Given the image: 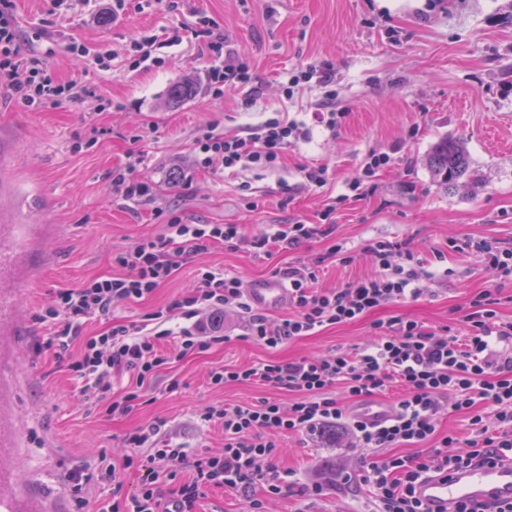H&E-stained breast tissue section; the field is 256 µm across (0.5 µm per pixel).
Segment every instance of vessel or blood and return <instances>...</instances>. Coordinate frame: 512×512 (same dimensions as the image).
<instances>
[{
	"label": "vessel or blood",
	"mask_w": 512,
	"mask_h": 512,
	"mask_svg": "<svg viewBox=\"0 0 512 512\" xmlns=\"http://www.w3.org/2000/svg\"><path fill=\"white\" fill-rule=\"evenodd\" d=\"M17 221L14 216L0 214V279L15 274L24 267V252L15 245ZM251 303L264 310H277L288 303V290L277 278L251 282L247 288ZM393 407L382 401L363 403L357 416L371 423L391 417ZM416 495L428 512H454L459 503L492 512L493 508L512 502V458L489 464L480 461L423 479L416 486Z\"/></svg>",
	"instance_id": "b4317fda"
}]
</instances>
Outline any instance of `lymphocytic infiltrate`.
<instances>
[{
    "mask_svg": "<svg viewBox=\"0 0 512 512\" xmlns=\"http://www.w3.org/2000/svg\"><path fill=\"white\" fill-rule=\"evenodd\" d=\"M11 0H0V84L8 86L29 107L41 108L78 98L76 82L61 83L47 73L41 54L21 53V33L11 12ZM196 36L202 37L213 60L208 80L216 95L228 84L245 85L252 75L247 64H224V36L214 32L208 18H198ZM305 123L272 118L257 132L223 135L201 130L194 142V163L204 169L276 168L288 145L307 139ZM140 158L129 155L126 165L112 172V184L129 206L151 203L153 189L138 181L133 171ZM167 219V218H166ZM334 224H274L262 234L245 237L237 224H186L167 219L163 235L142 240L118 254V275L98 276L75 288L57 291L43 314L56 329L45 346L67 352L81 341L70 371L82 381L81 401L88 406L110 401L112 412L128 413L140 399L139 387L158 368L170 364L165 340L169 323L179 315L187 320L178 345L181 354L208 350L223 343L209 315L231 307L248 314L245 337L275 351L316 329L358 320L368 312L402 299H417L429 292L435 272L426 270L408 242L375 238L366 245L378 266L375 275L336 288H315L317 275L304 264L276 269L288 289V317L269 321L254 313L242 280L220 269L199 272L192 294L173 299L164 308L146 314L141 324L111 326L106 332L81 338L82 323L90 316L110 315L115 305L149 297L170 281L182 266L187 250L206 251L247 242L254 254L272 255L311 240H328L326 256L348 265L351 249L333 241ZM500 291L487 288L472 296L458 323L432 328L421 322L392 316L372 323L370 339L353 349L336 348L322 357L271 359L251 366H224L211 374L213 386L231 382L260 385L291 393L289 404L263 397L236 405L220 402L203 407L201 424L224 433L219 454H191L174 442L166 420L129 433L130 450L123 465L100 455L94 467L72 468L64 484L76 493L97 482L121 488L123 470L140 471L141 480L130 497L103 506L101 512H198L206 490L220 488L243 497L247 512H268L271 501L289 494L294 486L290 471L270 466L278 453V433L312 434L329 427L342 429L355 447L373 455L360 480L367 486L373 512H427L415 495L417 482L434 471L458 470L475 460L492 462L512 457V322L499 320ZM133 380L122 396L112 394L118 375ZM397 387L402 395L394 415L374 425L355 417L341 398L364 399ZM469 414L471 433L462 439L437 430L442 410ZM411 445V454L398 447ZM178 480L171 497H163V480Z\"/></svg>",
    "mask_w": 512,
    "mask_h": 512,
    "instance_id": "1",
    "label": "lymphocytic infiltrate"
}]
</instances>
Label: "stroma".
<instances>
[{"instance_id": "stroma-1", "label": "stroma", "mask_w": 512, "mask_h": 512, "mask_svg": "<svg viewBox=\"0 0 512 512\" xmlns=\"http://www.w3.org/2000/svg\"><path fill=\"white\" fill-rule=\"evenodd\" d=\"M12 5L21 51H47L52 76L86 88L77 99L32 109L0 85V183L10 193L37 194L35 204L22 208L21 231L29 240L27 266L15 276L19 316L0 341L6 399L0 418L13 437L12 447L0 450V484L15 512H70L65 474L93 464L102 451L122 463L126 435L159 418L175 442L198 452L221 451L222 430L199 426L196 410L269 394L248 384L213 387L210 374L221 366L321 356L339 344L365 342L374 321L394 315L431 327L449 324L472 295L495 286L504 296L500 319L512 322V281L497 282L481 255L464 246L481 239L512 246V0H184L178 15L155 0L149 9L132 8L116 19L105 8L89 14L80 0L68 10L54 0ZM200 15L223 33L225 55L249 65L252 85L211 96L205 81L210 58L202 39L187 29ZM178 27L180 40L157 51L161 65L140 60L133 38ZM73 42L109 51L110 69L68 52ZM325 63L335 71L330 88L309 82L288 90L287 72ZM187 77L196 82L194 95L170 104L169 87ZM328 93L346 115L335 132L314 119ZM272 117L312 127L309 141L289 144L278 169L193 168L201 129L212 125L244 135ZM446 136L465 142L482 176L480 191L440 189L425 166L426 154ZM132 152L143 155L135 178L155 192L152 203L135 208L112 186L113 169ZM380 153L389 154L390 163L362 179L370 156ZM320 165L329 169L327 185L307 189L302 170ZM155 207L188 224H238L248 237L273 224H317L328 211L337 241L352 248L355 260L345 266L326 258L323 240L268 259L243 243L193 253L172 281L150 297L115 306L110 317L91 318L83 335L140 321L193 291L198 269L206 266L247 283L269 277L274 267L303 263L314 267L316 288L344 285L375 273L364 251L373 238L410 241L426 267L447 275L420 299L324 327L275 352L243 340L247 316L225 309L228 342L183 358L177 344H169L174 363L144 384L131 412L80 405L81 382L68 369L73 356L43 348L54 325L41 314L58 289L116 273V253L164 234V219L151 213ZM278 442L273 463L291 470L294 481L338 471L352 479L317 499H278L271 512H371L358 482L368 450L293 433L279 435Z\"/></svg>"}]
</instances>
